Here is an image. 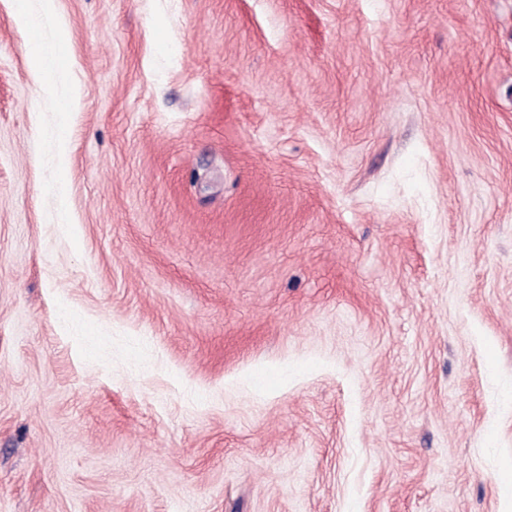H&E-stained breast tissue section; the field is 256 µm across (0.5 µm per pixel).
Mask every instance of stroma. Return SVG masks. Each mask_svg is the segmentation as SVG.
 Returning a JSON list of instances; mask_svg holds the SVG:
<instances>
[{
  "label": "stroma",
  "mask_w": 512,
  "mask_h": 512,
  "mask_svg": "<svg viewBox=\"0 0 512 512\" xmlns=\"http://www.w3.org/2000/svg\"><path fill=\"white\" fill-rule=\"evenodd\" d=\"M41 3L0 512H512V0Z\"/></svg>",
  "instance_id": "35a3bbf8"
}]
</instances>
